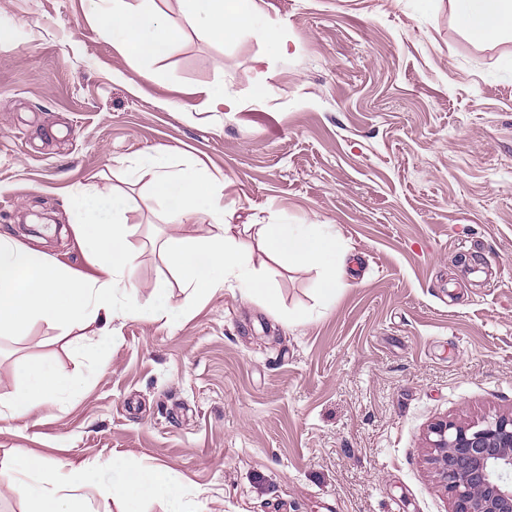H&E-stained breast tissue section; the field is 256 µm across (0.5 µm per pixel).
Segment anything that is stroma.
Masks as SVG:
<instances>
[{"label": "stroma", "mask_w": 512, "mask_h": 512, "mask_svg": "<svg viewBox=\"0 0 512 512\" xmlns=\"http://www.w3.org/2000/svg\"><path fill=\"white\" fill-rule=\"evenodd\" d=\"M260 6L287 54L184 29L149 59L87 0H0L1 233L88 271L69 200L115 191L139 302L164 280L182 303L149 241L209 218L170 220L131 175L162 151L228 178L234 223L334 225L352 269L326 309L316 270L277 267L275 311L227 290L175 326L113 319L103 361L70 350L93 325L0 335L1 401L25 362L87 381L0 433V512L27 509L2 474L16 451L169 466L189 512H452L430 427L512 415V39L469 38L448 0Z\"/></svg>", "instance_id": "obj_1"}]
</instances>
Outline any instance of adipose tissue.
I'll return each mask as SVG.
<instances>
[{"label": "adipose tissue", "mask_w": 512, "mask_h": 512, "mask_svg": "<svg viewBox=\"0 0 512 512\" xmlns=\"http://www.w3.org/2000/svg\"><path fill=\"white\" fill-rule=\"evenodd\" d=\"M185 2L184 25L179 28L145 0H88L91 11L111 31L113 45L130 55L166 57L177 48L186 27L219 41L233 31L247 29L275 52L287 51L284 38L259 25L255 0ZM450 2L473 40L493 43L512 34V0ZM135 171L148 178L153 200L173 221L181 223L201 212L211 219L202 236L169 237L154 243L167 267L180 278L187 302L209 299L228 286L277 307L276 289L266 273L253 267L235 225L227 220L226 180L153 155L141 158ZM128 211L126 202L111 191L72 198L70 218L91 267L87 273L75 272L41 250L0 234V335L21 336L40 322L64 333L76 325L96 323L100 326L96 340L75 344L73 350L80 356H100L112 345L107 323L114 317L162 316L170 324L180 321L185 304H171L166 281L154 283L150 306L139 305L133 297L139 250L131 241L137 227L129 223ZM255 235L269 261L317 270L319 303L324 308L334 304L345 285L346 254L333 225L260 224ZM118 288L127 295L120 307L114 303ZM83 386L82 376L60 372L52 360L21 365L7 402L0 403V420L27 418L79 393ZM9 470V488L28 503L29 512H89L92 498L107 499L116 491L125 501L124 512H141L142 503L160 496L169 499L170 512H183L179 491L163 466L133 472L111 460L87 469L18 452Z\"/></svg>", "instance_id": "adipose-tissue-1"}]
</instances>
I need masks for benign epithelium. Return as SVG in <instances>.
Instances as JSON below:
<instances>
[{"label":"benign epithelium","instance_id":"benign-epithelium-1","mask_svg":"<svg viewBox=\"0 0 512 512\" xmlns=\"http://www.w3.org/2000/svg\"><path fill=\"white\" fill-rule=\"evenodd\" d=\"M434 464L452 512H512V416L431 427Z\"/></svg>","mask_w":512,"mask_h":512}]
</instances>
